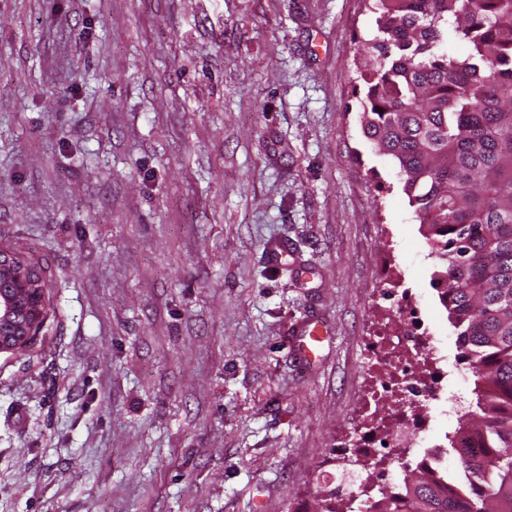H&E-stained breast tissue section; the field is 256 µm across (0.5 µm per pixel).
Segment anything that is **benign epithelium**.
Returning <instances> with one entry per match:
<instances>
[{
	"mask_svg": "<svg viewBox=\"0 0 512 512\" xmlns=\"http://www.w3.org/2000/svg\"><path fill=\"white\" fill-rule=\"evenodd\" d=\"M0 353L21 349L36 335L45 318L46 285L40 274L0 248Z\"/></svg>",
	"mask_w": 512,
	"mask_h": 512,
	"instance_id": "1",
	"label": "benign epithelium"
}]
</instances>
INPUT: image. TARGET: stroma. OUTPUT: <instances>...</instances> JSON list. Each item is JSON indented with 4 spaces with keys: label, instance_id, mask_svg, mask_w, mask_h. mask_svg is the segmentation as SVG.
<instances>
[{
    "label": "stroma",
    "instance_id": "1",
    "mask_svg": "<svg viewBox=\"0 0 512 512\" xmlns=\"http://www.w3.org/2000/svg\"><path fill=\"white\" fill-rule=\"evenodd\" d=\"M371 24L367 0H0V247L47 285L0 353V512H304L372 432L378 352L416 361L379 341L413 320L463 397L415 405L430 444L478 413L361 130ZM324 329V323L318 319L308 320L301 324L295 333L297 338V351L303 356L306 362L314 356V348L319 343L320 335Z\"/></svg>",
    "mask_w": 512,
    "mask_h": 512
}]
</instances>
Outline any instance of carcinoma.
Returning a JSON list of instances; mask_svg holds the SVG:
<instances>
[{"label":"carcinoma","mask_w":512,"mask_h":512,"mask_svg":"<svg viewBox=\"0 0 512 512\" xmlns=\"http://www.w3.org/2000/svg\"><path fill=\"white\" fill-rule=\"evenodd\" d=\"M356 53L361 123L399 168L426 226L432 283L481 380L468 431L488 444L457 453L468 487L410 469L397 499L367 512H512V0H374ZM467 49L448 58L445 44Z\"/></svg>","instance_id":"1"}]
</instances>
